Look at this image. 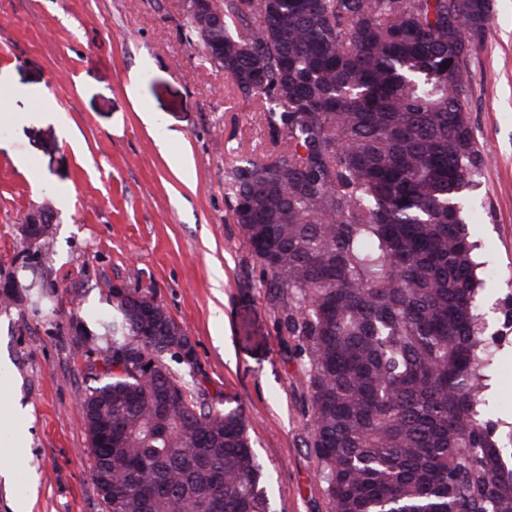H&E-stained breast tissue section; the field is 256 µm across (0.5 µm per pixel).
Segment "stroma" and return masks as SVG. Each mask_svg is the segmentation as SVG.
Masks as SVG:
<instances>
[{
	"label": "stroma",
	"instance_id": "stroma-1",
	"mask_svg": "<svg viewBox=\"0 0 512 512\" xmlns=\"http://www.w3.org/2000/svg\"><path fill=\"white\" fill-rule=\"evenodd\" d=\"M0 281L25 276L22 222L47 206L42 265L56 288L35 312L0 308V512H102L81 397L93 378L73 315L105 311L113 284L153 289L187 332L197 379L241 406L273 512H330L311 446L297 337L226 202L228 170L271 144L242 97L190 38L179 0H0ZM485 160L467 220L484 271L495 361L485 417L512 423V0L492 19L466 82ZM151 124H144L143 113ZM25 438L9 441L16 408Z\"/></svg>",
	"mask_w": 512,
	"mask_h": 512
}]
</instances>
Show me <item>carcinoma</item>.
<instances>
[{"mask_svg":"<svg viewBox=\"0 0 512 512\" xmlns=\"http://www.w3.org/2000/svg\"><path fill=\"white\" fill-rule=\"evenodd\" d=\"M212 4L190 32L272 146L230 170L229 208L300 338L331 512H512L461 205L484 160L460 52L490 0ZM47 280L4 281L0 305L50 299ZM107 300L78 318L105 363L82 398L103 512H272L244 412L200 388L186 331L149 288Z\"/></svg>","mask_w":512,"mask_h":512,"instance_id":"1","label":"carcinoma"}]
</instances>
